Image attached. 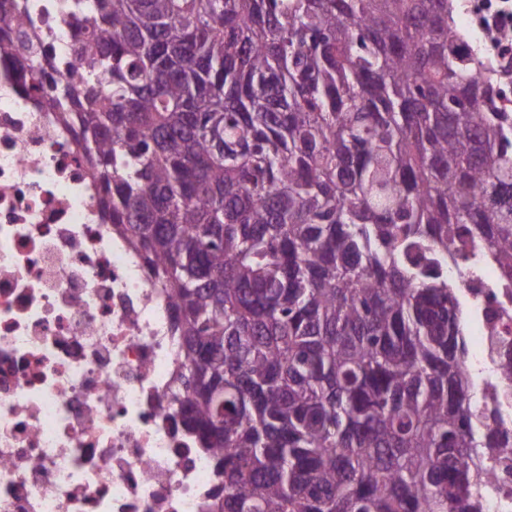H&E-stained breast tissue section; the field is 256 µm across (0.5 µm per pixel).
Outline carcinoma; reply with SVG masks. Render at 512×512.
<instances>
[{
  "instance_id": "obj_1",
  "label": "carcinoma",
  "mask_w": 512,
  "mask_h": 512,
  "mask_svg": "<svg viewBox=\"0 0 512 512\" xmlns=\"http://www.w3.org/2000/svg\"><path fill=\"white\" fill-rule=\"evenodd\" d=\"M0 0V52L29 20ZM18 79L75 128L174 305L220 512H483L462 274L512 282V107L454 0H63ZM512 400V347L499 349ZM33 1L46 8V11H37L33 18V25L27 27L37 40V50L39 51L43 44L51 45L56 57L68 60L72 53L73 29L77 21L70 14L61 12L55 7L57 0Z\"/></svg>"
}]
</instances>
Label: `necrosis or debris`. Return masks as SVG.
Returning a JSON list of instances; mask_svg holds the SVG:
<instances>
[{"label":"necrosis or debris","mask_w":512,"mask_h":512,"mask_svg":"<svg viewBox=\"0 0 512 512\" xmlns=\"http://www.w3.org/2000/svg\"><path fill=\"white\" fill-rule=\"evenodd\" d=\"M37 2L35 40L69 58L75 19ZM458 21L474 41L512 40L497 0H468ZM467 286L487 387L512 292L487 266ZM173 317L104 222L76 131L0 58V512H217L214 455L171 395Z\"/></svg>","instance_id":"necrosis-or-debris-1"}]
</instances>
